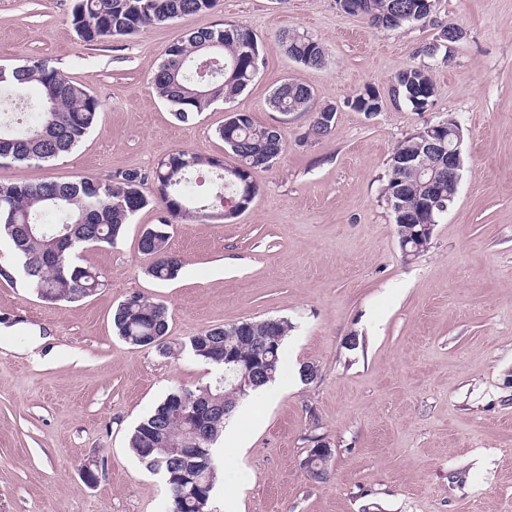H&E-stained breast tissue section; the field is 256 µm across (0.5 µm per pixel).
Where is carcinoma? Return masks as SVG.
Instances as JSON below:
<instances>
[{"mask_svg":"<svg viewBox=\"0 0 512 512\" xmlns=\"http://www.w3.org/2000/svg\"><path fill=\"white\" fill-rule=\"evenodd\" d=\"M340 9L352 14L358 10L370 23L384 30L415 25L427 19L434 4L426 0H336ZM216 0H75L72 25L85 42H105L131 36L153 26L170 23L186 16L206 13ZM461 32L454 26L441 27L435 41L420 53L434 56L443 47L458 41ZM219 43V66L200 82L198 65L203 46ZM279 45L288 57L309 67L323 64L320 44L310 36L285 30ZM264 57L254 32L243 24L224 23L220 27L192 31L187 39L173 45L151 77L157 97L166 103L174 117L189 124L218 101L229 102L255 80ZM30 84L40 90L37 104L25 112H0V160L22 165L40 164L58 159L77 148L94 128L100 104L88 88L63 76L40 60L0 68V96L17 95ZM398 99L418 112L433 104L434 81L424 65L409 64L392 79ZM269 105L282 114L312 112L311 134H329L335 125V109L314 106L313 90L292 80H284L269 97ZM353 105L364 112L380 111L377 92L366 88L355 95ZM225 150L232 155L236 168L220 179L210 197H200L189 205L194 176L203 168L219 175L225 173L224 159L206 157L186 149L169 153L150 173L128 171L116 178L83 177L72 182L20 180L0 182V239H5L18 259L17 271L27 288L51 303L80 301L103 286L102 274L92 266L78 265L75 253L85 247L112 246L121 238L126 224L150 201L143 185L150 182L156 202L164 211L161 224L174 221L189 223L198 214L221 207L226 199H241L244 184L252 185L253 202L258 187L253 174L268 169L285 149V136L252 117L230 114L216 129ZM448 142L436 145L426 156L425 168L403 170L396 166L398 157L424 152L422 139L415 133L400 141L389 160L383 196L389 207L398 236L408 233L399 224L398 213L416 211L427 192V184L448 187ZM139 252L151 259L148 274L157 281L174 279L182 268L181 260L168 248V235L161 228L142 233ZM273 332L266 320L250 321L249 337L233 332L232 325L206 328L189 339L193 355L216 367L214 378L194 390L169 393L131 433L129 448L147 469L160 473L169 491L167 512H201L195 489L204 486L212 496L217 465L211 448L224 433V407H236L244 397L239 384L250 380L248 390L256 391L273 382L283 366V342L291 330L284 317L275 318ZM113 328L127 344L154 347L164 355L172 353L167 341V307L141 294L130 305H119L113 313ZM238 356L262 357L253 366L227 364L224 351ZM208 399L214 403L201 452L181 457L171 451L173 444L195 439L192 426L176 414L181 400Z\"/></svg>","mask_w":512,"mask_h":512,"instance_id":"cac0c4a2","label":"carcinoma"}]
</instances>
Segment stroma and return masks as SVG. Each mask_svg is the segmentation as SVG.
I'll return each instance as SVG.
<instances>
[{"label":"stroma","mask_w":512,"mask_h":512,"mask_svg":"<svg viewBox=\"0 0 512 512\" xmlns=\"http://www.w3.org/2000/svg\"><path fill=\"white\" fill-rule=\"evenodd\" d=\"M73 4L0 0V64L46 61L100 102L78 148L41 166L0 161L1 182L147 173L182 148L221 157L215 131L235 112L279 126L287 149L255 173L245 211L167 226L182 261L172 281L149 277L138 250L162 214L153 204L115 246L81 251L104 277L89 298L53 304L0 278V512H165L167 487L131 452L133 429L170 391L207 381L191 336L268 317L292 324L283 384L239 401L228 425L244 447L219 466L235 506L218 486L209 512H512V0H437L429 21L394 31L336 0H217L107 42L77 36ZM224 22L256 33L264 63L233 100L179 123L152 74L173 43ZM446 24L462 39L422 55ZM286 29L316 39L323 65L290 59ZM420 63L435 84L424 112L391 95L394 75ZM287 78L336 107L330 134L310 138L311 113L270 107ZM368 86L383 100L371 116L347 104ZM448 119L463 134L458 192L429 249L408 259L382 194L389 159ZM133 293L168 306L175 354L115 336L112 312ZM304 363L319 369L313 382L294 373ZM313 436L332 448L320 482L301 466Z\"/></svg>","instance_id":"stroma-1"}]
</instances>
